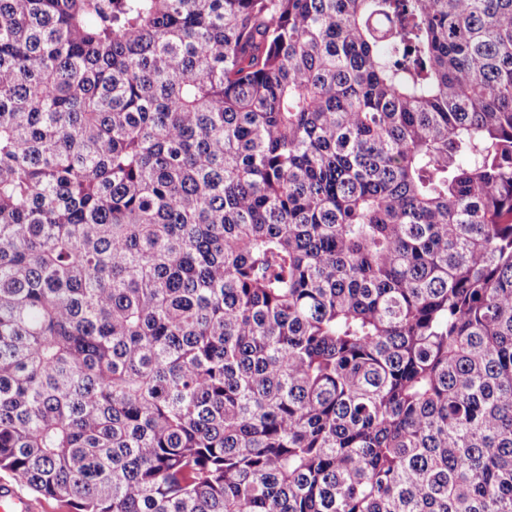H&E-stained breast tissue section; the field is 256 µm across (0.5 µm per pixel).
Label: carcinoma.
<instances>
[{
    "label": "carcinoma",
    "mask_w": 512,
    "mask_h": 512,
    "mask_svg": "<svg viewBox=\"0 0 512 512\" xmlns=\"http://www.w3.org/2000/svg\"><path fill=\"white\" fill-rule=\"evenodd\" d=\"M0 471L512 512V0H0Z\"/></svg>",
    "instance_id": "1"
}]
</instances>
